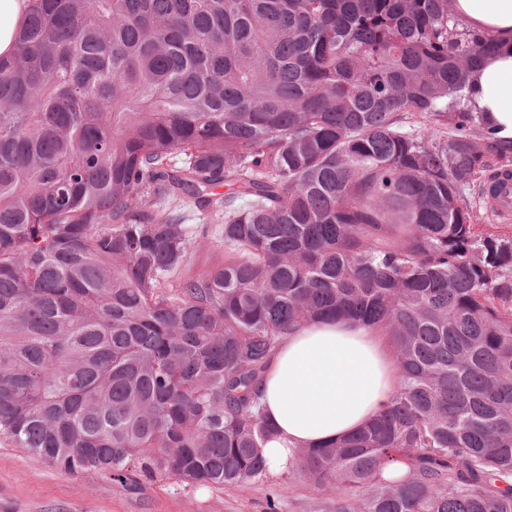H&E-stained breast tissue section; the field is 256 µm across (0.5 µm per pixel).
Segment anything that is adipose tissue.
I'll list each match as a JSON object with an SVG mask.
<instances>
[{
    "mask_svg": "<svg viewBox=\"0 0 512 512\" xmlns=\"http://www.w3.org/2000/svg\"><path fill=\"white\" fill-rule=\"evenodd\" d=\"M33 0H0V56ZM454 14L492 35L497 49L474 69L468 95L495 137L512 139V0H452ZM397 368L383 336L350 321H319L286 337L261 388L260 403L276 430L262 447L270 473L292 464L297 446L335 441L366 425L391 402Z\"/></svg>",
    "mask_w": 512,
    "mask_h": 512,
    "instance_id": "obj_1",
    "label": "adipose tissue"
}]
</instances>
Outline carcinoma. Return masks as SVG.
Instances as JSON below:
<instances>
[{
  "mask_svg": "<svg viewBox=\"0 0 512 512\" xmlns=\"http://www.w3.org/2000/svg\"><path fill=\"white\" fill-rule=\"evenodd\" d=\"M494 48L448 0H35L0 57V440L124 488L261 478L276 349L353 320L394 398L289 471L336 512H512V234L465 201L512 142L459 111ZM184 224L192 227L208 224L210 235L207 239H198L188 258V267L192 272H204L209 268L224 262V248L213 246L211 241L217 236L219 223L206 211L194 206L185 208Z\"/></svg>",
  "mask_w": 512,
  "mask_h": 512,
  "instance_id": "obj_1",
  "label": "carcinoma"
}]
</instances>
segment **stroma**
Returning <instances> with one entry per match:
<instances>
[{"instance_id":"stroma-1","label":"stroma","mask_w":512,"mask_h":512,"mask_svg":"<svg viewBox=\"0 0 512 512\" xmlns=\"http://www.w3.org/2000/svg\"><path fill=\"white\" fill-rule=\"evenodd\" d=\"M336 512L334 494L296 475H267L231 488L160 478L126 489L95 473L61 475L0 443V512Z\"/></svg>"}]
</instances>
